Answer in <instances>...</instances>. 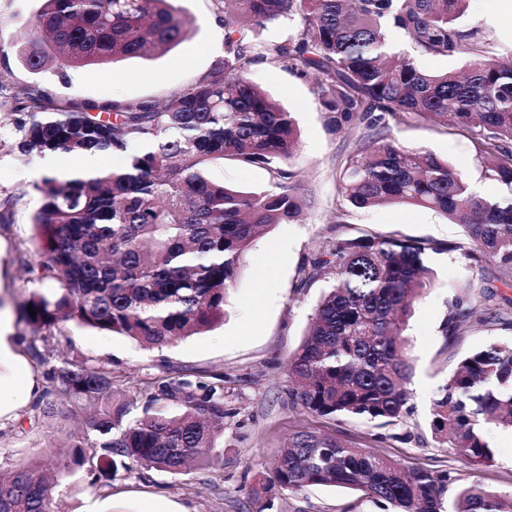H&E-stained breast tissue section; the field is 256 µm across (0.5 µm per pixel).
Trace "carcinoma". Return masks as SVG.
Segmentation results:
<instances>
[{"instance_id":"carcinoma-1","label":"carcinoma","mask_w":512,"mask_h":512,"mask_svg":"<svg viewBox=\"0 0 512 512\" xmlns=\"http://www.w3.org/2000/svg\"><path fill=\"white\" fill-rule=\"evenodd\" d=\"M178 0H42L19 55L34 73L161 55L186 40L195 20ZM224 56L197 82L163 104L152 100L63 103L21 87L14 110L19 155L75 159L120 153L126 160L89 175L45 176L34 186L33 215L41 281L52 287L23 301V318L49 365L45 395L97 415L68 436L63 470L85 471L90 484L132 465L180 475L191 463L214 465L224 422V377H160L144 402L114 398L112 370L55 354L46 332L68 321L126 336L151 348L209 331L252 242L276 224L292 223L305 206L295 173L284 167L298 145L297 122L248 78L257 62L316 76L315 94L328 125L365 127L341 171L338 193L354 209L408 204L462 224L470 257L496 261L512 282V60L474 29L460 28L468 0H218ZM288 23L283 42H257L253 29ZM409 49L397 47L390 30ZM463 58L467 71L430 74L415 56ZM424 118L465 131L476 166L496 195L472 190L467 175L422 148L382 133L389 122ZM212 159L263 165L272 188L244 192L210 179ZM434 241L370 235L338 242L313 263L311 278L329 288L288 360L292 400L318 417H365L391 425L409 411L413 374L405 330L414 302L432 286ZM35 315H30L28 307ZM462 298L444 323L454 335L471 321ZM512 428V344H492L458 363L434 402L429 430L442 448L474 465L492 461L483 435ZM51 463L21 464L0 474V512H52L57 483ZM361 493L381 512H445L448 473L409 470L387 455L321 430L293 433L270 475L253 490L270 499L308 486ZM453 512H512V494L461 488Z\"/></svg>"}]
</instances>
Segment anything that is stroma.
Returning <instances> with one entry per match:
<instances>
[{
	"instance_id": "1",
	"label": "stroma",
	"mask_w": 512,
	"mask_h": 512,
	"mask_svg": "<svg viewBox=\"0 0 512 512\" xmlns=\"http://www.w3.org/2000/svg\"><path fill=\"white\" fill-rule=\"evenodd\" d=\"M42 0H0V106L10 103L18 87L38 86L61 99L98 102L122 99L163 101L171 93L206 75L224 54V28L217 0H179L195 20L192 35L160 57L122 61L108 72L73 68L66 77L48 71L32 74L20 61L17 45L25 21L35 17ZM463 23L490 38L498 54L512 58V9L503 0H472ZM250 79L295 112L299 145L287 165L296 174L305 199L301 222L277 224L250 246L229 289L224 317L209 332L148 349L128 337L103 333L73 322L50 330L57 351L112 369L115 389L137 398L146 382L167 375L193 374L224 378V420L219 445L224 453L215 467L199 466L179 477L149 471L119 472L110 485H91L82 474L62 480L59 512H255L250 491L268 476L270 462L297 429L320 428L338 438L370 447L407 468L422 467L450 475L445 503L458 487L476 484L512 493V428L487 430L494 458L471 464L453 449L439 447L429 434L433 403L460 359L493 343H512V327L488 320L489 311L512 317V285L498 279L495 261L465 257L469 241L460 225L419 207L385 205L362 210L343 208L338 195L341 164L360 138V130L333 132L315 90V77L302 78L288 69L260 62ZM19 113L0 109V201H10L12 220L0 224V309L12 321L10 345L33 387L31 399L0 415V467L11 468L53 454L67 461L61 439L84 424L70 406L56 402L42 413L37 402L46 386L45 367L34 357L20 304L40 283L30 266L38 255L31 224L36 207L34 185L41 180L43 157L22 159L17 151ZM392 138L408 147H423L449 160L484 193L475 148L464 134L419 119L392 125ZM207 175L248 192L271 188L269 169L214 160ZM394 234L401 239L436 240L447 252L431 255L434 286L415 305L407 330L414 367L410 412L395 425L358 417H318L288 395V359L304 339L313 307L328 280L312 278V263L336 242L366 234ZM469 294L477 322L455 336L442 325L455 299ZM270 512H379L360 493L313 486L276 498Z\"/></svg>"
}]
</instances>
